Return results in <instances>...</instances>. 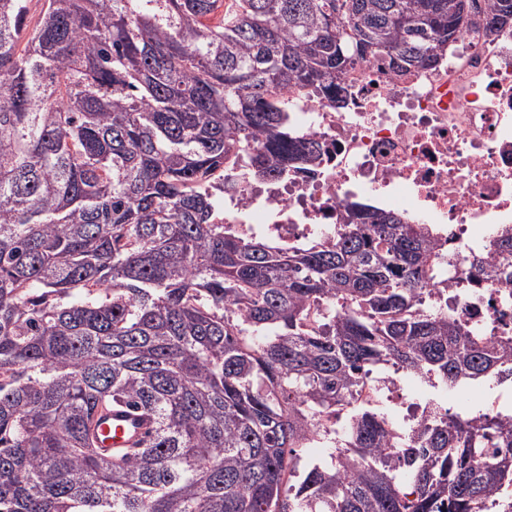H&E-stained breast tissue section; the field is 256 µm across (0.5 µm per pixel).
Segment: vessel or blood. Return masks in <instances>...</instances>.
<instances>
[{
    "label": "vessel or blood",
    "instance_id": "obj_1",
    "mask_svg": "<svg viewBox=\"0 0 512 512\" xmlns=\"http://www.w3.org/2000/svg\"><path fill=\"white\" fill-rule=\"evenodd\" d=\"M98 450L108 458L130 455L141 448L147 438L149 424L127 405L99 409L95 414Z\"/></svg>",
    "mask_w": 512,
    "mask_h": 512
}]
</instances>
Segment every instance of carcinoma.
<instances>
[{
    "label": "carcinoma",
    "mask_w": 512,
    "mask_h": 512,
    "mask_svg": "<svg viewBox=\"0 0 512 512\" xmlns=\"http://www.w3.org/2000/svg\"><path fill=\"white\" fill-rule=\"evenodd\" d=\"M30 2L0 0V512H487L512 424L434 403L402 439L359 402L380 366L512 377V340L423 307L428 225L353 202L285 247L220 215L240 164L319 158L288 90L342 107L348 68L432 67L512 0H43L31 30ZM115 401L152 424L119 460L94 434ZM310 448L330 461L300 471Z\"/></svg>",
    "instance_id": "cac0c4a2"
}]
</instances>
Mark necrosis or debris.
Masks as SVG:
<instances>
[{
	"label": "necrosis or debris",
	"instance_id": "necrosis-or-debris-1",
	"mask_svg": "<svg viewBox=\"0 0 512 512\" xmlns=\"http://www.w3.org/2000/svg\"><path fill=\"white\" fill-rule=\"evenodd\" d=\"M345 108L291 93L288 124L315 139L313 165L224 192V221L281 243L328 241L351 202L371 198L430 225L453 259L424 295L489 341L512 337V288L470 280L494 229L512 226V29L472 27L436 67L398 77L349 69Z\"/></svg>",
	"mask_w": 512,
	"mask_h": 512
}]
</instances>
